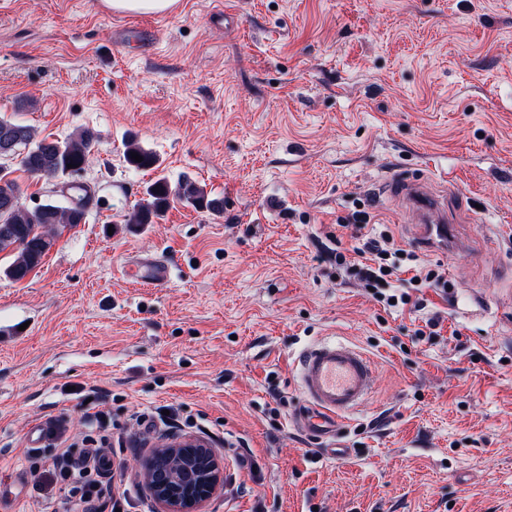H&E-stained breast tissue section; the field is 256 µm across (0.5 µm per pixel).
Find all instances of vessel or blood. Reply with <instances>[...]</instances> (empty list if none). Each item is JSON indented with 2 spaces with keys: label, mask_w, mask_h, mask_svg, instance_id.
Masks as SVG:
<instances>
[{
  "label": "vessel or blood",
  "mask_w": 512,
  "mask_h": 512,
  "mask_svg": "<svg viewBox=\"0 0 512 512\" xmlns=\"http://www.w3.org/2000/svg\"><path fill=\"white\" fill-rule=\"evenodd\" d=\"M408 214L421 234L434 246L448 236V205L433 195L423 180L405 182ZM130 278L140 283L162 285L170 281L171 265L143 259L128 268ZM299 388L304 410L296 424L318 436H332L346 417L372 395L374 364L358 346L324 340L306 349L298 360Z\"/></svg>",
  "instance_id": "1"
}]
</instances>
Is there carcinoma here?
<instances>
[{
    "label": "carcinoma",
    "instance_id": "carcinoma-1",
    "mask_svg": "<svg viewBox=\"0 0 512 512\" xmlns=\"http://www.w3.org/2000/svg\"><path fill=\"white\" fill-rule=\"evenodd\" d=\"M3 126L20 129L12 154L19 157L24 172L37 178L51 179L83 170L98 144L97 134L88 128H81L63 140H48L36 138L28 125L0 117V127ZM133 152L142 156L143 161L132 159ZM124 158L135 171L158 168L156 154L133 142L127 144ZM77 191L68 206L45 203L29 208L22 202L18 183L0 172V252L8 249L14 253L13 261L4 270L6 277L14 281L26 278L56 243L57 230L80 223L75 214H86L90 194L83 186ZM12 198L16 204L5 207ZM177 201L212 213H220L224 208L222 199L210 196L196 182L181 179L172 183L161 175L146 185L145 198L135 206L126 223L156 224Z\"/></svg>",
    "mask_w": 512,
    "mask_h": 512
}]
</instances>
